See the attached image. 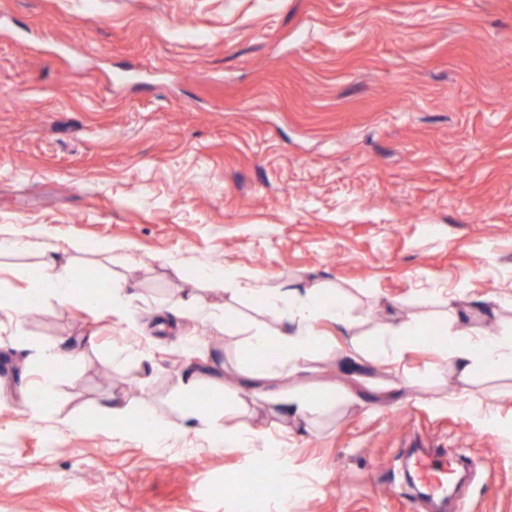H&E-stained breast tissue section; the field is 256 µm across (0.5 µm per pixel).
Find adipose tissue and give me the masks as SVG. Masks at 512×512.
<instances>
[{"label": "adipose tissue", "mask_w": 512, "mask_h": 512, "mask_svg": "<svg viewBox=\"0 0 512 512\" xmlns=\"http://www.w3.org/2000/svg\"><path fill=\"white\" fill-rule=\"evenodd\" d=\"M29 288L24 291V302L11 306L14 316L26 315L41 303L45 296L58 302L79 300L84 306L97 310L101 304L96 296L83 289L72 276L69 266L59 264L55 256H47L40 267L28 277ZM264 304L284 322L286 328L278 336H270L265 328L253 329L247 337L244 351L249 357L247 368L268 380H276L285 371L299 369L316 355L318 336L315 325L323 320L336 323L350 337L352 347H359L355 335L356 324L349 307L335 294L327 292L322 283L313 282L303 288L257 289ZM447 311L430 346L460 379L469 380L475 374L512 367V319L504 320L496 334L477 330L471 324L474 307L459 304L457 297L445 299ZM422 323L410 318L387 325L375 344L377 358L401 362L413 336L419 335ZM190 418L199 420L201 431L210 445L232 443L239 448L255 447L265 433L252 425L241 424L235 431L219 428L215 413H203L193 403H185Z\"/></svg>", "instance_id": "adipose-tissue-1"}]
</instances>
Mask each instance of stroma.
<instances>
[{
  "mask_svg": "<svg viewBox=\"0 0 512 512\" xmlns=\"http://www.w3.org/2000/svg\"><path fill=\"white\" fill-rule=\"evenodd\" d=\"M1 235L20 243L2 300L51 247L137 297L125 322L50 296L0 312V512H278L247 473L282 462L305 487L289 512H430L404 477L416 448L477 462L468 512H512V369L464 381L424 342L374 357L382 323L433 329L439 289L512 285V0H0ZM202 264L324 282L362 347L340 357L321 322L303 369L246 386L247 336L279 324L249 294L215 297L229 329L178 308ZM48 348L76 360L47 388ZM189 377L266 446L209 447ZM330 386L327 414L285 431L280 396ZM463 392L496 419L447 406ZM114 397L127 422L177 424L166 447L116 428Z\"/></svg>",
  "mask_w": 512,
  "mask_h": 512,
  "instance_id": "1",
  "label": "stroma"
}]
</instances>
